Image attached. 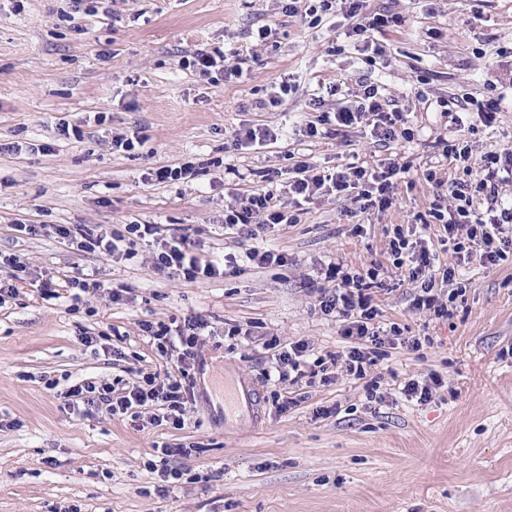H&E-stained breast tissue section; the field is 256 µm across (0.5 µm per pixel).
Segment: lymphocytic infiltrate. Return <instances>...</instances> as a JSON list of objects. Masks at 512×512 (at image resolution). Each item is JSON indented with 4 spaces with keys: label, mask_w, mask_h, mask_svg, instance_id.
Listing matches in <instances>:
<instances>
[{
    "label": "lymphocytic infiltrate",
    "mask_w": 512,
    "mask_h": 512,
    "mask_svg": "<svg viewBox=\"0 0 512 512\" xmlns=\"http://www.w3.org/2000/svg\"><path fill=\"white\" fill-rule=\"evenodd\" d=\"M340 7L356 20L352 28L354 48L363 56L382 55L384 49L375 42V31L403 21L400 14L388 9L361 17L363 0H309L305 16L309 25L316 27ZM384 90L378 82L362 83L352 102L342 99V90L337 85L330 86L327 93L312 94L308 106L316 117L306 123L305 137H318L324 128L345 129L367 120L372 125V137L381 146L410 139L402 111L390 106ZM444 155L461 170V177L446 181L430 170L426 179L436 190L429 216L445 232L451 262L437 265L436 255L425 237L399 224L388 243L394 268H407L409 279L418 285L412 308L438 319L452 316L458 297L468 287L467 282L456 276L459 267L475 259L491 270L512 262V201H504L499 194L500 186L512 183V150L485 152L475 164L471 161L470 142L463 137L446 144ZM405 171V165L391 157L374 166H352L333 172H317L308 162H298L279 190L258 189L225 206V227L251 240L252 246L242 256L228 253L220 261L206 256L198 242L180 227L128 224L115 231L106 224L92 229L83 224H57L53 232L76 250L116 259L133 253L140 241L153 240L158 246L153 256L158 271L170 278L197 283L222 277L243 264L287 265L286 255L255 246L254 241L276 226L298 223L299 216L289 209L288 200L348 197L360 212L382 211L391 205L398 178ZM322 273L323 283H311L310 288L321 313L341 321L340 336L345 348L314 358L305 340L286 344L277 337L265 340L263 347L273 354L279 383L292 387L327 385L338 371L361 380L368 367L376 364L382 347L421 350V337L409 335L407 327L397 322L380 323V312L371 295L379 277L378 267L360 269L332 262ZM440 280L449 284L444 300L435 290ZM138 326L143 335L152 339L162 368L143 373L140 381L120 390L106 381H83L66 387L59 396L66 406L102 409L130 419L135 427L145 421L181 428L189 417L188 405L193 396L195 349L209 323L203 316L187 315L171 317L166 323L142 320Z\"/></svg>",
    "instance_id": "obj_1"
}]
</instances>
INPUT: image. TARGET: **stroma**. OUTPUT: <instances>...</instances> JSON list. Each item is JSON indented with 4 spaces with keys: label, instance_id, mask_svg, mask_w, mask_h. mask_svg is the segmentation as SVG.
Masks as SVG:
<instances>
[{
    "label": "stroma",
    "instance_id": "obj_1",
    "mask_svg": "<svg viewBox=\"0 0 512 512\" xmlns=\"http://www.w3.org/2000/svg\"><path fill=\"white\" fill-rule=\"evenodd\" d=\"M0 0V141L21 152L0 154V253L17 254L30 272L0 308V512H512V263L462 270L470 286L450 319L410 307L416 291L388 255L394 225L427 215L435 190L427 170L455 171L443 144L474 126V156L512 147V0H365L402 26L377 36L384 49L360 60L337 11L312 28L287 16L279 0ZM273 30L266 42L258 27ZM239 53L243 74L213 82L186 69L200 48ZM299 89L278 108L266 102L281 80ZM381 81L403 109L410 140L377 146L368 126L311 139L300 135L312 114L308 94L339 84L358 90ZM501 97L484 124L469 101ZM81 139L60 136V122ZM246 124L287 127L288 139L237 149ZM144 132L130 152L112 138ZM395 153L408 170L390 207L347 216L348 200L305 204L299 223L263 238L286 254L284 267H247L204 283L158 273L150 243L119 260L80 252L51 236L52 224L137 222L187 226L215 257L247 241L224 226L226 204L280 182L297 161L318 169L377 164ZM193 162L191 182L145 183L147 169ZM27 224L36 233L24 232ZM377 265L372 290L383 322L431 336L419 351L399 347L370 369L388 397L369 401L364 383L338 375L331 384L291 389L262 375L261 338L305 339L314 355L342 349L339 324L315 305L308 288L325 262ZM100 283L71 310L68 280ZM52 276L56 297L42 289ZM127 288L124 301L107 290ZM204 316L213 330L198 350L202 366L183 429L138 430L120 418L67 407L52 382L135 381L158 367L138 321L173 313ZM243 328L240 336L232 328ZM125 332V340L113 330ZM100 335L97 351L80 343ZM124 356L113 360V347ZM248 377L261 393V427L225 431L217 403L224 373ZM436 371L448 380L431 402L398 393L401 381ZM296 399L277 412L272 391ZM338 405L319 417V407ZM196 445L178 459L182 477L162 485L149 461L159 447Z\"/></svg>",
    "mask_w": 512,
    "mask_h": 512
}]
</instances>
